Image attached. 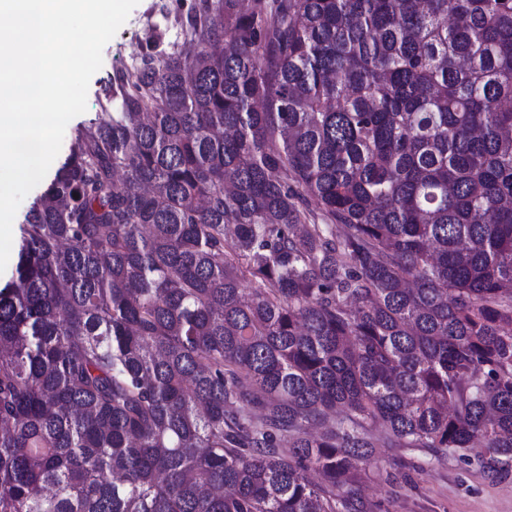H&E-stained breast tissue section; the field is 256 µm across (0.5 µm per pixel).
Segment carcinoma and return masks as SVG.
Wrapping results in <instances>:
<instances>
[{
  "label": "carcinoma",
  "mask_w": 512,
  "mask_h": 512,
  "mask_svg": "<svg viewBox=\"0 0 512 512\" xmlns=\"http://www.w3.org/2000/svg\"><path fill=\"white\" fill-rule=\"evenodd\" d=\"M198 0L0 285V512H363L512 478V0ZM370 469L376 474L358 491L367 512H512V480L491 482L457 458L437 462L421 450L378 448Z\"/></svg>",
  "instance_id": "cac0c4a2"
}]
</instances>
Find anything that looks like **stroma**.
I'll list each match as a JSON object with an SVG mask.
<instances>
[{
  "mask_svg": "<svg viewBox=\"0 0 512 512\" xmlns=\"http://www.w3.org/2000/svg\"><path fill=\"white\" fill-rule=\"evenodd\" d=\"M192 3L139 0L104 47L103 64L89 83L87 109L70 121V128L95 119L105 83L115 69L131 61V45L147 53L153 30L164 33L166 39H175L174 16L187 11ZM371 468L372 479L358 491L368 512H512V480L490 481L476 467L454 458L437 462L421 450L381 448Z\"/></svg>",
  "mask_w": 512,
  "mask_h": 512,
  "instance_id": "35a3bbf8",
  "label": "stroma"
}]
</instances>
